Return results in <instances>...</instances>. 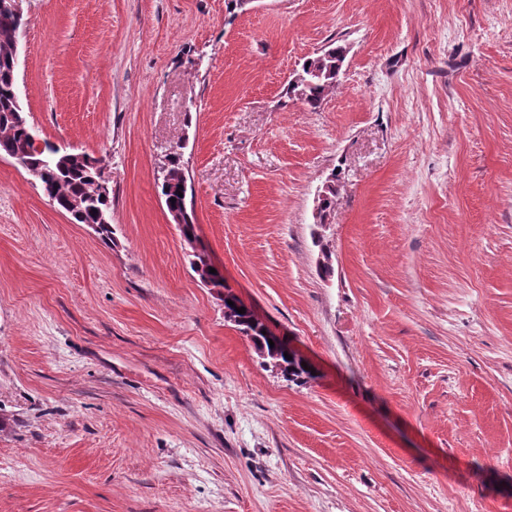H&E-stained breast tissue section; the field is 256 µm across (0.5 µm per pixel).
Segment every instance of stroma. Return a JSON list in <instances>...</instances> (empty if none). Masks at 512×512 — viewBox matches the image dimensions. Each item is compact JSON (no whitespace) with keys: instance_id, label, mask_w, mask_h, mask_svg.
I'll return each mask as SVG.
<instances>
[{"instance_id":"stroma-1","label":"stroma","mask_w":512,"mask_h":512,"mask_svg":"<svg viewBox=\"0 0 512 512\" xmlns=\"http://www.w3.org/2000/svg\"><path fill=\"white\" fill-rule=\"evenodd\" d=\"M22 9L36 144L105 160L114 242L0 155V512H512V0ZM333 43L320 108L287 98ZM196 247L313 379L261 363ZM165 172L161 183V195L164 198L166 209L170 215L173 211L183 214L185 224H182L179 218H175V224L183 225L180 231L185 240L191 242L195 229L194 214L191 207L188 210V185L181 153L172 154L168 159ZM178 192H181L183 197H179ZM171 198H175V205H172ZM188 234H191V237H188ZM192 259L190 264L192 266L193 271L199 276L200 280L203 282H207L211 288H218L221 293L220 288L224 287V279L217 274L209 273L210 266L208 265L207 255L204 251L193 252Z\"/></svg>"}]
</instances>
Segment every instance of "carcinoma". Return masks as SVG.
Here are the masks:
<instances>
[{"label": "carcinoma", "instance_id": "carcinoma-1", "mask_svg": "<svg viewBox=\"0 0 512 512\" xmlns=\"http://www.w3.org/2000/svg\"><path fill=\"white\" fill-rule=\"evenodd\" d=\"M25 25L24 19L0 12V154L13 157L23 166L40 170V185L55 207L70 212L73 200L82 201L81 210L71 215L76 224H96L99 226V238L106 244L113 241L112 196L105 198L100 194V183L105 181V164L101 158L88 154L76 163L67 158V152L46 146L42 149L35 145L33 131L29 122L21 121L17 114L23 113L18 98L14 96L15 69H13L12 47L18 30ZM347 47L344 44L330 45L313 57L308 58L310 65L301 66L298 74L300 82L288 84L286 94L291 99L301 101L310 109H317L331 93L339 80L346 59ZM187 177L182 164V155L174 153L168 159L166 174L161 183V195L168 212H180L185 224L180 231L190 242L194 233V214L188 209ZM193 271L200 280L213 288L224 287V279L210 273L205 252H193L190 261ZM224 316L233 321L239 331L250 341L254 351L263 359L283 366L284 374L290 380L303 381L312 377L311 370L302 367V360L288 342L267 330V326L253 318L250 312L238 313L243 304L232 294L224 297ZM234 305L227 304V301ZM274 345H269V342ZM291 355L292 359L285 358Z\"/></svg>", "mask_w": 512, "mask_h": 512}]
</instances>
